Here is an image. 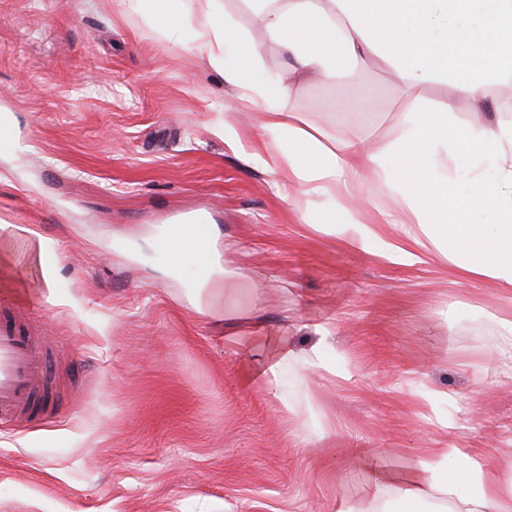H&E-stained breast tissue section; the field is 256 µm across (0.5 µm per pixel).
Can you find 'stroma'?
<instances>
[{
	"mask_svg": "<svg viewBox=\"0 0 512 512\" xmlns=\"http://www.w3.org/2000/svg\"><path fill=\"white\" fill-rule=\"evenodd\" d=\"M194 43L149 0H0L16 136L0 146V225L22 230L0 305L27 302L53 337L56 408L0 426V512H346L374 497L394 510L379 469L451 444L512 475V364L488 352L512 302L444 261L348 249L327 230L348 212L272 166L262 107L241 109L224 79L240 57L219 67ZM262 43L249 78L270 104L396 169L410 103L389 63L283 95L285 59ZM199 209L259 340L225 342L189 270L156 252ZM285 348L297 362H278ZM313 354L320 367L303 369Z\"/></svg>",
	"mask_w": 512,
	"mask_h": 512,
	"instance_id": "1",
	"label": "stroma"
}]
</instances>
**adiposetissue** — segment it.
<instances>
[{"label": "adipose tissue", "instance_id": "obj_1", "mask_svg": "<svg viewBox=\"0 0 512 512\" xmlns=\"http://www.w3.org/2000/svg\"><path fill=\"white\" fill-rule=\"evenodd\" d=\"M210 2L154 0V8L167 26L193 25L196 50L213 60L231 47L254 59L257 47L220 22ZM254 19L286 60L280 79L286 92L305 76L328 81L338 68L373 56L388 60L415 95L433 78L451 77L453 92L438 110L403 118L409 149L393 175L376 177L390 201L383 223H364L354 210L330 230L349 248L375 246L395 263L435 253L458 281L493 283L512 300V123L448 122L458 99L481 111L489 84L512 81V0H274ZM264 130L276 145L275 167L339 205L356 197L355 181L378 165L371 146L336 140L276 106L265 108ZM460 153L474 161L463 184L450 171ZM401 212L412 223L402 237H390L386 227ZM432 499L436 512H512V480L472 449L437 448L417 462L400 491L405 512H421Z\"/></svg>", "mask_w": 512, "mask_h": 512}]
</instances>
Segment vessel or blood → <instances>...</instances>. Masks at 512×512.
<instances>
[{"label": "vessel or blood", "mask_w": 512, "mask_h": 512, "mask_svg": "<svg viewBox=\"0 0 512 512\" xmlns=\"http://www.w3.org/2000/svg\"><path fill=\"white\" fill-rule=\"evenodd\" d=\"M208 217L198 212L170 224L157 249L170 267L209 249ZM41 331L24 305L15 303L0 315V424H19L44 414L47 392Z\"/></svg>", "instance_id": "b4317fda"}]
</instances>
